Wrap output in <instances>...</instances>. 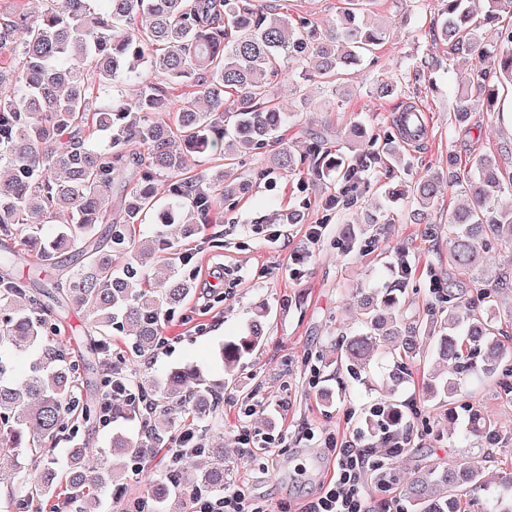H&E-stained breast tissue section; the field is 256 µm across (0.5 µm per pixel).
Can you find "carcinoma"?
<instances>
[{"label": "carcinoma", "mask_w": 512, "mask_h": 512, "mask_svg": "<svg viewBox=\"0 0 512 512\" xmlns=\"http://www.w3.org/2000/svg\"><path fill=\"white\" fill-rule=\"evenodd\" d=\"M16 0L0 12V236L18 249L0 253V478L9 474L11 493L3 512H97L104 495L122 494L133 465L151 462L163 448L193 435V454L216 459L213 466L188 472L172 458L152 479L145 507L153 512H193L192 494H224L229 472L224 449L211 441L212 421L223 387L197 366L172 368L161 377L137 382L136 400L118 393L113 417L140 416L136 436L112 434L107 448H69L56 453L61 436L101 421L99 404L82 398L75 375L80 365L61 335L59 314L69 305L83 311L92 335L90 352L106 355L104 376L112 385L126 378L125 355L109 354L114 327L132 330L131 348L152 353L165 343L161 322L191 295V282L172 275L152 282L148 262L167 255L168 265L184 264L169 227L182 238L224 218L248 184L235 167L262 154V176L307 171L297 184L298 203L288 223L302 220L309 184L337 179L339 197L351 200L365 176L384 172V198L406 195L402 177L410 162L401 140H422L418 107L402 106L384 129L361 121L350 124L348 150L333 148L326 133L309 139L298 154L284 132L294 115L270 97L286 72L296 82L333 84L369 58L390 34L391 24L372 18L373 0H343L334 23L320 27L305 16L270 12L250 0ZM439 0L435 37L448 46V61L469 64L455 95L448 143L470 131L472 112L499 109L498 83L512 84V28L498 27L512 0ZM403 76L378 69L381 98L402 93ZM213 154L211 172L188 168V158ZM456 186L468 203L448 212V280L433 278L431 301L423 313L407 305L405 259L382 288L356 290L357 329L336 339L338 384L368 375L373 359L388 364L395 383L409 375L419 353L448 362V374L433 376L426 393L448 406V417L465 413V438L495 441L494 420L479 406L462 401L464 383L476 374L498 381L512 400V310H501L509 279L493 283L478 270L493 248L512 246V206L495 196L512 194V154L479 155L437 170L415 185L420 220L438 204L443 181ZM119 190L112 200V190ZM368 225L345 224L340 240L349 251H366L378 241ZM106 224L105 235L98 225ZM44 266H58L65 252L76 267L54 282L50 308L13 276L24 250ZM264 339L252 322L240 336L219 345L215 364L233 376L241 360ZM21 360L28 371L12 375ZM410 408L403 402L377 403L364 424L375 436L369 444L379 458L396 449L386 437L410 439ZM99 456L93 469L83 466ZM482 454L455 463L430 464L401 482L382 464L373 481L398 486L406 512H462L465 501L485 491ZM489 512H512V473Z\"/></svg>", "instance_id": "obj_1"}]
</instances>
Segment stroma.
<instances>
[{
	"mask_svg": "<svg viewBox=\"0 0 512 512\" xmlns=\"http://www.w3.org/2000/svg\"><path fill=\"white\" fill-rule=\"evenodd\" d=\"M374 10L391 20L393 30L378 50L380 64L406 69L408 63L439 61L443 67L432 80L406 77L399 98L381 100L372 93L375 69L362 65L348 76L347 96L336 98L332 87L310 84L305 92L311 108L297 112L287 131L297 150H304L306 132L320 130L324 122L337 129L353 120L373 127L389 125L399 105L411 102L422 112L428 130L425 144L407 147L413 161L412 178L448 163L449 155L458 160L490 152L512 143V129L503 125L494 112H477L469 134L456 143L448 141V118L454 92L464 77V65L445 69L448 49L433 38L437 21L436 0H377ZM262 157L250 158L240 170L248 180V194L224 220L205 226L183 247L193 259L183 271L190 276L194 292L190 299L163 323L165 343L152 355L127 357L125 370L134 378L159 376L169 368L190 361L206 362L224 337L234 335L257 318H264L266 339L241 365L232 380L222 371L212 374L224 386V403L214 424L215 437L224 445V463L231 469L232 483L248 481L250 494L259 504L276 512L279 505H299L314 497L332 469L328 451L333 442L353 438L361 421L374 403L395 399L413 401L425 414L424 425L415 427L411 451L392 461L402 477H410L417 462H449L478 455V446H465L464 423L448 419L445 407L428 398L423 383L431 374L445 373L441 361L429 357L412 363V374L398 387H391L386 370L372 368L368 383L341 389L335 379L322 375L317 386H310L307 353H321L325 359L336 355L337 333L354 329L358 312L352 293L370 288L391 275L399 258H406L412 274L409 304L423 312L429 300L432 275L448 272V211L463 203L458 189L442 190V207L432 216V235L424 227L408 221L414 209L412 197H404L389 212L374 250L343 255L337 244L342 218L364 221L382 200L384 180L369 176L356 193L354 202L341 215H326L322 202L337 193L336 184L311 187V208L305 223L292 224L288 211L294 204L296 176L270 184L260 174ZM322 232L309 240L311 225ZM279 230L277 243H270L271 230ZM219 247H211V240ZM224 275V300L210 303L209 280ZM269 317H262V307ZM332 403H325L323 393ZM466 395L479 402L498 424L503 448L497 464L488 466L486 480L496 487L503 467H512V402L500 398L494 382L473 378L464 387ZM272 437L282 451L269 472H255L251 457L242 455L237 436L242 428Z\"/></svg>",
	"mask_w": 512,
	"mask_h": 512,
	"instance_id": "35a3bbf8",
	"label": "stroma"
}]
</instances>
